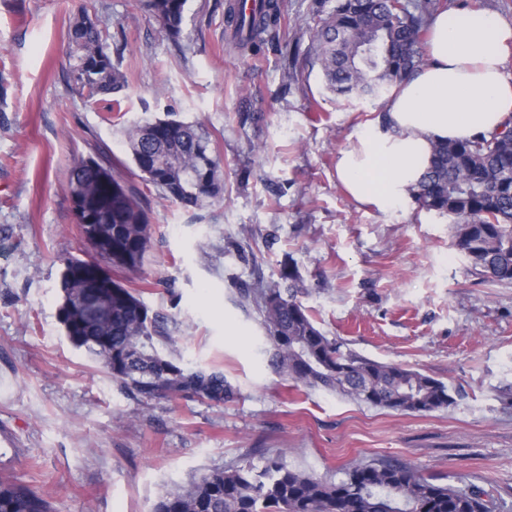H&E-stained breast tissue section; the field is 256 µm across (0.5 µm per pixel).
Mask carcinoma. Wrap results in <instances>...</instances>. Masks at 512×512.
<instances>
[{"label":"carcinoma","mask_w":512,"mask_h":512,"mask_svg":"<svg viewBox=\"0 0 512 512\" xmlns=\"http://www.w3.org/2000/svg\"><path fill=\"white\" fill-rule=\"evenodd\" d=\"M187 0H142L141 7L173 40L180 37ZM443 0H337L334 11L307 29L305 61L318 68L325 89L337 98L378 99L423 64L428 19ZM281 0H263L247 17L236 4L227 23L236 43L247 47L281 15ZM71 79L79 93L109 97L127 85L113 61L97 19L83 11L68 32ZM126 145L138 169L159 170L161 184L144 180L185 208H200L224 187L209 134L198 123L156 120L135 124ZM77 223L112 229V246L129 263L69 258L62 274L60 320L70 342L85 350L126 392L145 400L193 394L216 403L233 389L216 370L187 368L157 344L171 341L166 318L118 282L101 297L84 287L100 271L138 270L152 237L139 193L93 158L74 162L69 179ZM418 206L453 224L458 249L485 282L512 284V119L497 131L465 141L438 142L429 168L412 191ZM303 287L243 289L267 332L273 369L311 388L359 404L395 411L429 412L455 403L448 387L418 371L366 358L326 336L299 299ZM479 488L425 478L392 461L351 465L339 480L291 470L278 458L255 471L250 465L213 469L176 486L153 512H494ZM0 512H52L44 492L15 477L0 478Z\"/></svg>","instance_id":"obj_1"}]
</instances>
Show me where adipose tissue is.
<instances>
[{
    "label": "adipose tissue",
    "mask_w": 512,
    "mask_h": 512,
    "mask_svg": "<svg viewBox=\"0 0 512 512\" xmlns=\"http://www.w3.org/2000/svg\"><path fill=\"white\" fill-rule=\"evenodd\" d=\"M428 63L395 86L382 119L356 134L336 160V177L356 202L407 207L434 143L499 129L512 116V23L472 12L437 14Z\"/></svg>",
    "instance_id": "ef3b65f1"
}]
</instances>
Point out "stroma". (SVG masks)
<instances>
[{
  "label": "stroma",
  "instance_id": "obj_1",
  "mask_svg": "<svg viewBox=\"0 0 512 512\" xmlns=\"http://www.w3.org/2000/svg\"><path fill=\"white\" fill-rule=\"evenodd\" d=\"M272 33L230 39L229 0H187L179 40L136 0H0V476L39 487L53 512H152L212 469L289 468L336 479L390 458L476 486L512 512V284L481 282L447 219L348 197L336 156L382 100H332L318 71L285 65L336 0H284ZM95 14L128 77L120 110L79 95L68 26ZM199 122L223 193L184 208L146 184L128 127ZM141 190L147 260L119 281L168 320L166 352L223 371L233 399L142 401L72 345L61 276L83 256L68 192L78 158ZM328 337L445 384L454 405L411 413L358 404L276 373L241 288L287 287Z\"/></svg>",
  "mask_w": 512,
  "mask_h": 512
}]
</instances>
